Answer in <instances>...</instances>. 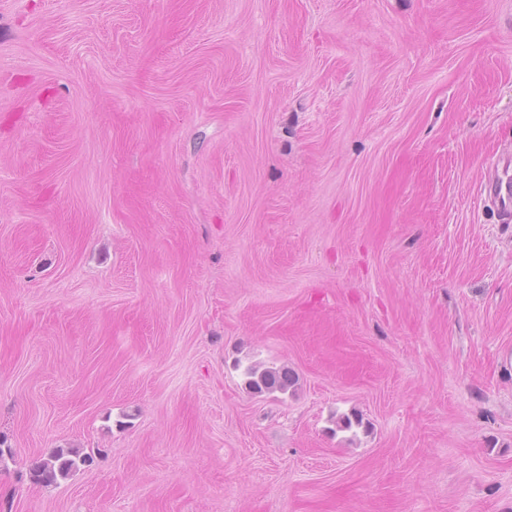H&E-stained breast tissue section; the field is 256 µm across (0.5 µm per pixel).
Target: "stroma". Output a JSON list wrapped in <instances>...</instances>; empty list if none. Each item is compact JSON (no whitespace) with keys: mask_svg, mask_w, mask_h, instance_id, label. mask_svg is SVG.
I'll use <instances>...</instances> for the list:
<instances>
[{"mask_svg":"<svg viewBox=\"0 0 512 512\" xmlns=\"http://www.w3.org/2000/svg\"><path fill=\"white\" fill-rule=\"evenodd\" d=\"M505 151L512 0H0V512H512ZM491 175L483 186L485 200L495 207L500 224L512 223V154L490 163ZM245 385L254 394L287 392L294 380L287 367L248 365L244 370ZM91 462L82 448H55L36 464L32 477L37 483L55 485Z\"/></svg>","mask_w":512,"mask_h":512,"instance_id":"obj_1","label":"stroma"}]
</instances>
